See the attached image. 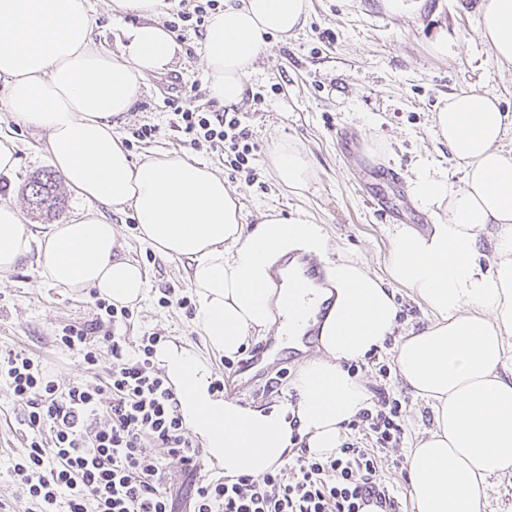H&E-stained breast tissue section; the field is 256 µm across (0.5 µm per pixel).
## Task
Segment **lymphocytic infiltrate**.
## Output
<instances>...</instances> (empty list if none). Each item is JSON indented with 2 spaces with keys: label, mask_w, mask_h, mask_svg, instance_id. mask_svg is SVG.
<instances>
[{
  "label": "lymphocytic infiltrate",
  "mask_w": 512,
  "mask_h": 512,
  "mask_svg": "<svg viewBox=\"0 0 512 512\" xmlns=\"http://www.w3.org/2000/svg\"><path fill=\"white\" fill-rule=\"evenodd\" d=\"M197 83L180 84L171 100L174 127L192 148L206 147L235 172H252L254 146L237 109H185ZM91 322L63 327L57 344L82 359L84 377L59 387L39 358L24 351L0 357V378L26 412V451L11 473L28 488L39 512H396V501L378 475L376 448L393 447L403 434L402 403L380 398L363 409L356 427L375 448L345 441L319 459L298 448L284 466L262 477L241 475L194 484L186 499L173 493L158 449L177 458L185 473L199 468L201 450L179 412V398L152 362L161 338L129 345L118 332L128 307L94 301Z\"/></svg>",
  "instance_id": "lymphocytic-infiltrate-1"
}]
</instances>
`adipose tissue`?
Returning <instances> with one entry per match:
<instances>
[{"instance_id":"obj_1","label":"adipose tissue","mask_w":512,"mask_h":512,"mask_svg":"<svg viewBox=\"0 0 512 512\" xmlns=\"http://www.w3.org/2000/svg\"><path fill=\"white\" fill-rule=\"evenodd\" d=\"M164 0H111L116 18L137 17L117 50L98 45L89 0H0V86L16 122L46 135V160L85 213L35 242L22 210L0 202V274L35 257L55 286L96 291L116 306L149 297V276L124 255L108 211L131 210L141 239L191 263L194 323L208 346L238 355L249 336L304 330L321 304L316 356L301 364L294 402L249 407L218 395L192 350L159 345L153 360L178 389L185 424L225 477H260L288 456L294 436L311 454L335 455L368 393L348 363L380 349L397 328L388 283L409 288L431 315L403 336L395 368L432 414V427L407 460L412 512H485L491 479L512 475V150L500 142L507 115L497 96L474 88L449 95L434 126L462 166L460 186L417 162L408 195L432 217L427 232L391 229L386 277L353 257L329 262V285H303L289 254L323 256L327 239L306 216L266 212L244 224L237 197L209 165L181 156L132 162L113 133L149 77L172 70L180 47L159 22ZM309 0H224L209 16L202 61L209 99L237 106L270 36L304 28ZM480 23L497 60L512 64V0H482ZM270 162L300 195L316 181L307 152L275 142ZM493 235L492 253L483 239ZM282 281L272 287L274 266Z\"/></svg>"}]
</instances>
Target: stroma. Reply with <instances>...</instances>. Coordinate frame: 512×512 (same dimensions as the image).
<instances>
[{"instance_id":"obj_1","label":"stroma","mask_w":512,"mask_h":512,"mask_svg":"<svg viewBox=\"0 0 512 512\" xmlns=\"http://www.w3.org/2000/svg\"><path fill=\"white\" fill-rule=\"evenodd\" d=\"M407 7L390 11L385 0H310L307 25L288 38L270 37L269 46L251 74L240 111L256 145L254 174L225 169L217 154L194 149L170 126L168 100L183 82H203L199 53L201 41L181 39L182 52L172 71L150 77L132 112L113 129L133 161L154 152H168L211 164L224 176L242 207V221L255 224L267 210L282 216L304 215L321 224L327 237L326 260L342 256L360 259L377 274H384L390 247L389 231L404 211L405 221L427 231L430 218L417 209L407 194L395 195L374 169H393L409 179L416 161L428 162L460 184L461 167L447 144L436 135L433 114L451 93L475 88L495 94L509 116L502 141L512 149V66L501 65L480 34V0H406ZM0 90V132L19 146V162L9 175L0 174V202L24 208L35 236L47 228L42 216L30 209L24 187L33 175L46 170L44 133L15 124ZM158 125L153 140L135 142L132 131L140 125ZM298 141L310 154L317 180L303 195L288 193L268 163V152L279 139ZM123 250L151 273L150 298L134 305L120 332L129 344L155 333L177 346L206 352L212 377L224 380L231 371L224 355L206 350L205 338L193 324V315L160 306L165 289L191 296L189 263L161 259L139 239L131 212H109ZM400 309L399 326L363 362L357 373L370 402L386 394L403 401V435L397 447L384 450L379 461L382 479L397 501V512H411L407 498L406 456L431 426L423 400L399 378L393 354L399 338L424 326L429 314L413 293L394 289ZM89 295H75L52 285L41 275L34 259L0 276V352L26 350L42 360L46 375L59 386L83 374L80 357L56 345L63 326L94 319ZM299 363L292 355L275 359L271 368L279 377L276 388H266L257 377L238 392L241 404L270 406L292 399L291 381ZM25 411L8 384L0 381V500L12 512H35L27 488L11 477L13 458L25 446Z\"/></svg>"}]
</instances>
